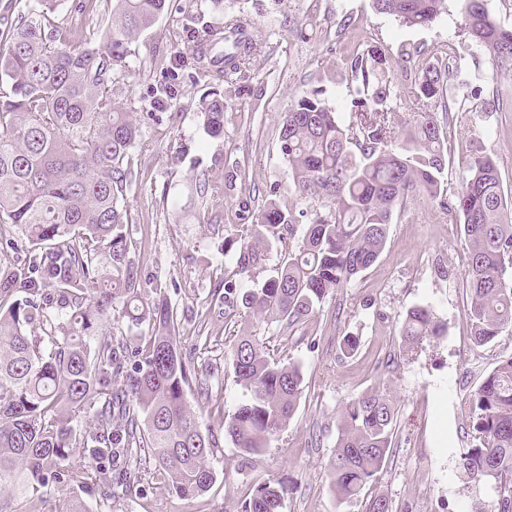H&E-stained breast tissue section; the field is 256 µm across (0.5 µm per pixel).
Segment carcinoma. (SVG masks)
<instances>
[{"label": "carcinoma", "mask_w": 512, "mask_h": 512, "mask_svg": "<svg viewBox=\"0 0 512 512\" xmlns=\"http://www.w3.org/2000/svg\"><path fill=\"white\" fill-rule=\"evenodd\" d=\"M57 0H30L0 29V224L20 226L28 263L0 261V512H92L85 496L141 498L145 480L186 501H201L215 482L209 456L216 438L202 431L187 401L196 386L210 404L223 398L210 370L181 349L167 299L142 300L128 260L123 203L134 174L130 151L142 132L116 105L117 78L130 69L131 44L168 10L169 0H112L101 42L78 44L51 20ZM444 0H373L374 9L408 27L431 24ZM458 36L489 53L492 78L512 76V28L484 0H460ZM203 31L209 74L231 83L256 50L247 23ZM404 89L414 115L396 118L399 84L389 52L370 45L345 59L356 83L344 123L321 89L295 97L278 142L294 190L314 202L306 224L268 200L250 232L234 234L238 272L264 260L259 243L289 246L242 303L256 319L289 329L384 251L395 210L422 197L463 229L469 287L466 319L474 343L512 332V209L496 160L480 150L448 195L445 127L429 101L444 104L446 122L461 103L447 96V55L414 59L400 50ZM414 62L409 67L407 63ZM153 94L173 101L174 67ZM484 111L500 109L495 90L478 88ZM205 132L224 135V102L204 107ZM126 323L144 340L115 337ZM443 330L429 306L407 311L400 326L409 346ZM246 399L224 421V436L246 458L262 455L288 428L302 394L297 363L270 353L265 338L242 329L230 355ZM474 443L466 476L493 484L494 512H512V357L503 359L470 395ZM394 410L375 391L351 399L328 464L340 501L356 498L382 470L393 437ZM83 460L74 461L76 453ZM69 496L52 502L53 494ZM285 490L259 482L243 495L242 512H281Z\"/></svg>", "instance_id": "obj_1"}]
</instances>
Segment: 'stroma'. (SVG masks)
Returning <instances> with one entry per match:
<instances>
[{
    "label": "stroma",
    "mask_w": 512,
    "mask_h": 512,
    "mask_svg": "<svg viewBox=\"0 0 512 512\" xmlns=\"http://www.w3.org/2000/svg\"><path fill=\"white\" fill-rule=\"evenodd\" d=\"M111 11L112 0H97L91 11L80 10L78 0H60L55 19L97 39ZM235 19L247 21L259 48L246 64L245 79L232 85L195 69L188 33ZM460 21L458 0H447L446 12L425 28L376 12L372 0H174L132 44V68L120 80L117 99L141 123L147 145L129 156L136 175L124 203L129 257L144 301L168 299L182 347L195 349L199 363L208 365L224 400L203 406L196 389L187 391L190 404L200 407L203 429L218 443L210 458L216 481L205 508L150 484L139 502L101 501L93 512H240V491L263 480L285 488L281 512H365L366 500L377 496L388 500L391 512H490L491 484L468 481L459 464L471 442L469 396L486 373L512 356V334L474 344L465 318L464 234L449 231L445 215L419 199L395 214L380 259L308 318L301 341L288 338L279 324L258 325L275 354L299 365L302 398L288 428L255 464L224 437L226 416L243 400L228 355L240 323L250 318L240 300L225 301L224 282L248 291L269 276L282 249L281 242L269 241L263 265L242 274L224 252V236L231 225L253 224L271 195L282 209L308 210L294 194L278 149L282 118L296 94L322 87L348 121L355 92L342 77L348 55L371 44L393 55L414 46L428 57L448 48L460 59L451 81L465 102L446 130L444 181L456 191L468 156L479 148L495 156L504 191L512 195V112L484 111L482 101L470 97L471 87L492 80V70L483 47L458 37ZM178 54L179 95L173 104L156 103L151 87L158 66ZM495 83L501 99L512 100V79ZM213 99L224 102L219 138L204 132L201 103ZM201 180L225 186L223 199L199 198L195 184ZM416 305L431 306L443 331L406 348L399 328ZM203 335L209 345H201ZM347 335L359 340L351 355L341 348ZM370 389L394 408L392 447L362 496L341 501L327 475L340 411Z\"/></svg>",
    "instance_id": "obj_1"
}]
</instances>
